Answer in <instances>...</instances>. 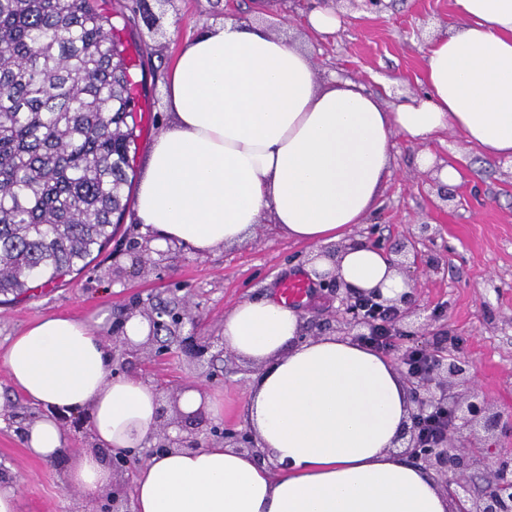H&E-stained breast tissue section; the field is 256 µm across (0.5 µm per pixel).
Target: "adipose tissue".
<instances>
[{
    "label": "adipose tissue",
    "mask_w": 512,
    "mask_h": 512,
    "mask_svg": "<svg viewBox=\"0 0 512 512\" xmlns=\"http://www.w3.org/2000/svg\"><path fill=\"white\" fill-rule=\"evenodd\" d=\"M454 7L462 26L425 49L424 98L390 111L352 81L320 85L308 53L263 27L228 21L192 34L168 72L171 120L133 199L153 247L206 254L269 219L311 246L312 280L333 271L386 298L407 291L391 254L340 246L380 195L394 135L425 143L452 128L483 157L512 159V0ZM304 324L273 299L224 315L225 350L258 368L246 420L268 465L216 442L155 454L135 473L132 512H450L431 475L396 449L409 404L393 360L346 336L303 338ZM111 363V346L67 317L35 321L0 356L32 404L90 413L96 447L65 477L87 505L112 490L101 449L156 440L157 386L112 375ZM65 443L51 418L26 429L36 458Z\"/></svg>",
    "instance_id": "ef3b65f1"
}]
</instances>
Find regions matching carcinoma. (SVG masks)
I'll return each mask as SVG.
<instances>
[{"label": "carcinoma", "mask_w": 512, "mask_h": 512, "mask_svg": "<svg viewBox=\"0 0 512 512\" xmlns=\"http://www.w3.org/2000/svg\"><path fill=\"white\" fill-rule=\"evenodd\" d=\"M120 45L98 0H0V296L84 269L123 220L137 134Z\"/></svg>", "instance_id": "cac0c4a2"}]
</instances>
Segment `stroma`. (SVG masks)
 <instances>
[{"mask_svg": "<svg viewBox=\"0 0 512 512\" xmlns=\"http://www.w3.org/2000/svg\"><path fill=\"white\" fill-rule=\"evenodd\" d=\"M321 3L169 0L155 28H126L121 18H114L138 82L135 173L143 172L152 141L170 121L166 72L186 38L200 29L230 20L263 25L307 50L319 80L345 75L389 105L424 89L426 44L461 23L453 0H386L379 14L338 0L339 28L319 33L310 28L307 15ZM424 149L447 157L458 169L460 180L451 186L449 199H440L421 172L417 155ZM394 155L393 172L369 222L393 241L405 240L409 225H438L447 246L439 267H411L407 274L420 304L444 313L447 348L470 362L488 404L512 410V161L484 158L454 129L423 145L396 138ZM310 253L309 245L288 239L270 221L246 243L205 255L179 245L158 250L130 210L120 233L86 269L48 287L33 281L28 294L0 304V355L13 336L46 316L87 321L111 339L112 323L129 301L172 293L195 305L197 335L210 338L219 351L225 312L238 302L276 295L281 279L304 275ZM140 255L151 259L149 268L136 264ZM128 370L158 385L168 418L178 416L176 392L196 381L204 396L223 401L225 420L245 421L248 364L231 358L225 371L212 375L171 352L132 360ZM48 413L18 391L0 366V475L18 479L21 512H74L75 496L67 492L63 473L70 458L94 447L90 429L68 427L64 455L52 461L31 457L24 445L25 429Z\"/></svg>", "mask_w": 512, "mask_h": 512, "instance_id": "1", "label": "stroma"}]
</instances>
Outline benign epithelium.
<instances>
[{
	"label": "benign epithelium",
	"instance_id": "7a95c632",
	"mask_svg": "<svg viewBox=\"0 0 512 512\" xmlns=\"http://www.w3.org/2000/svg\"><path fill=\"white\" fill-rule=\"evenodd\" d=\"M367 241L377 247L391 249L394 254L406 252V246L413 250V264L430 269L439 263L437 231L430 224H415L407 237L408 244H391L373 232H368ZM428 250L422 252L417 245ZM323 286L330 289L339 299L336 309L335 331L342 336L361 339L371 335L378 321L386 319L391 335L412 339L430 336L429 328L441 319V314L432 311L424 314L415 293H405L398 300H380L358 293L340 277L331 274L322 278ZM143 302L134 298L125 309L120 321L112 323V375L129 364V359L150 348L156 355L168 353L164 346L154 347L159 339L160 329L172 327V319L180 323L196 325V315L188 306L177 314L142 313ZM144 314L148 319L149 333L139 344L123 337L125 322ZM179 350L187 358L202 362L210 354L212 343L201 336H177ZM429 355V366L420 374L404 372L410 388L414 408L411 423L404 429L402 445L404 453L416 464L435 472L445 483L446 491L456 505V512H512V448L486 445L482 435L505 437L512 441V413L493 410L480 398L474 379L469 376V363L446 350L425 347ZM443 416L450 419L448 429L429 438L425 433L426 423ZM191 419L181 415V421ZM181 421H166L165 408L159 410V431L155 444L127 456L112 457V471L117 475L130 476L140 463L158 451L170 448L194 450L204 442L220 440L224 446L247 450L262 459L252 431L246 427L232 425L213 426L205 436L181 424ZM178 428L176 435L169 429Z\"/></svg>",
	"mask_w": 512,
	"mask_h": 512
}]
</instances>
